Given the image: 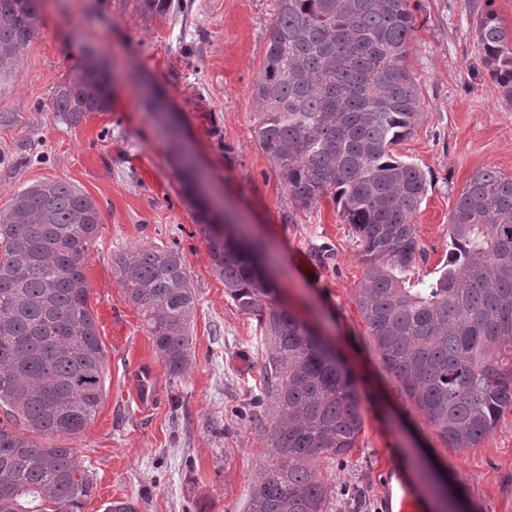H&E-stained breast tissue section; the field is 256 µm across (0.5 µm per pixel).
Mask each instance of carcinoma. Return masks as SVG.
<instances>
[{
  "label": "carcinoma",
  "mask_w": 512,
  "mask_h": 512,
  "mask_svg": "<svg viewBox=\"0 0 512 512\" xmlns=\"http://www.w3.org/2000/svg\"><path fill=\"white\" fill-rule=\"evenodd\" d=\"M42 0H0V78L37 32ZM414 31L409 0H278L255 83L260 148L302 209L332 197L362 247L358 305L375 350L448 447H474L512 409V177L476 170L448 224V268L433 282L404 273L422 256L412 218L424 173L393 151L418 118L404 64ZM478 40L491 78L512 96V32L488 13ZM52 108L75 126L110 105L109 77L82 65L55 88ZM101 221L77 188L43 183L0 211V512H80L95 489L74 449L35 442L77 435L104 395L106 356L87 308L85 262ZM214 271L254 316L269 355L270 462L246 512H327L320 461L348 454L362 429L349 373L311 326L292 315L252 256L258 242L224 239L199 213ZM172 378L191 363L197 295L177 248L142 247L116 262Z\"/></svg>",
  "instance_id": "obj_1"
}]
</instances>
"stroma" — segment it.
<instances>
[{
	"mask_svg": "<svg viewBox=\"0 0 512 512\" xmlns=\"http://www.w3.org/2000/svg\"><path fill=\"white\" fill-rule=\"evenodd\" d=\"M141 16L137 0H42L38 32L0 83V211L23 188L65 182L98 205L101 224L85 264L88 308L106 354L103 403L74 449L96 489L81 512L134 500L137 512H244L270 459V420L252 419L270 345L212 268L196 208L180 177L193 155L203 191L225 221L266 247L281 301L309 322L353 376L363 427L348 455L322 461L329 512H382L379 475L418 482L426 461L448 485L449 507L512 512V409L475 447H448L399 390L377 355L357 293L366 266L332 198L299 208L258 145L254 85L277 0H182ZM414 32L405 57L420 114L395 154L420 167L427 194L413 217L425 256L410 283L448 265V222L470 175L512 176V98L489 77L477 24L494 12L512 31V0H410ZM114 73L107 111L64 124L51 107L57 84L88 59ZM169 114L146 111L144 89ZM179 246L197 294L192 364L168 376L142 318L124 296L116 260L141 246Z\"/></svg>",
	"mask_w": 512,
	"mask_h": 512,
	"instance_id": "stroma-1",
	"label": "stroma"
}]
</instances>
